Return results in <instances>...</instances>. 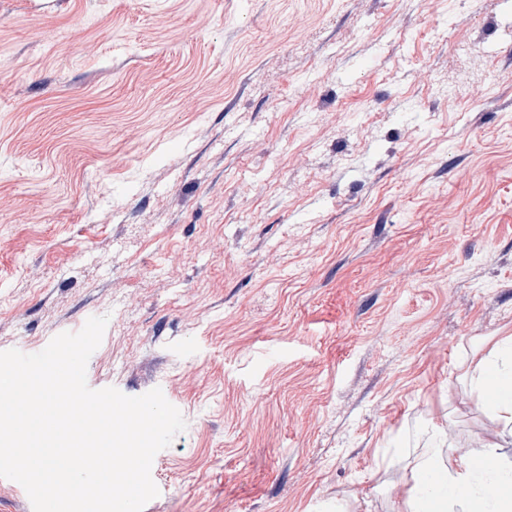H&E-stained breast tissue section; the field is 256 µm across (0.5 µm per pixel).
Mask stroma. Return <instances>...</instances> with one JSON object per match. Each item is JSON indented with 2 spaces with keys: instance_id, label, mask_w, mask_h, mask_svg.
<instances>
[{
  "instance_id": "1",
  "label": "stroma",
  "mask_w": 512,
  "mask_h": 512,
  "mask_svg": "<svg viewBox=\"0 0 512 512\" xmlns=\"http://www.w3.org/2000/svg\"><path fill=\"white\" fill-rule=\"evenodd\" d=\"M506 0H0V351L186 428L144 512H399L499 439ZM473 385L484 394L483 407L498 421L502 441L512 444V334L501 336L495 352L475 371Z\"/></svg>"
}]
</instances>
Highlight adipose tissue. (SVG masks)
<instances>
[{
  "mask_svg": "<svg viewBox=\"0 0 512 512\" xmlns=\"http://www.w3.org/2000/svg\"><path fill=\"white\" fill-rule=\"evenodd\" d=\"M473 385L483 407L512 438V334L500 337L494 353L475 371ZM501 443L459 453L453 464L428 461L412 475L400 512H512V458Z\"/></svg>",
  "mask_w": 512,
  "mask_h": 512,
  "instance_id": "ef3b65f1",
  "label": "adipose tissue"
}]
</instances>
